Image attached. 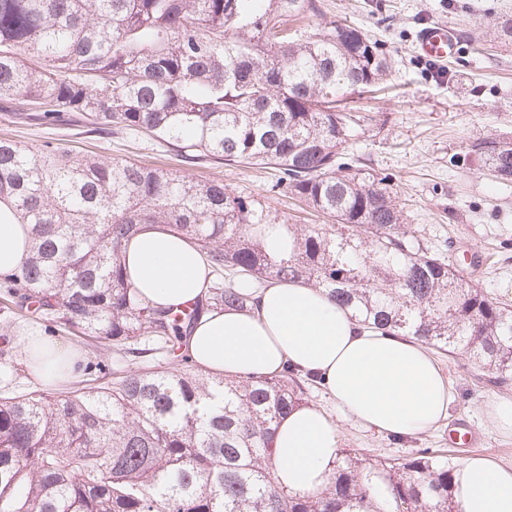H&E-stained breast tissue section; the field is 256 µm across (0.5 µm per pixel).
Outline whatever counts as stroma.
<instances>
[{"label":"stroma","mask_w":512,"mask_h":512,"mask_svg":"<svg viewBox=\"0 0 512 512\" xmlns=\"http://www.w3.org/2000/svg\"><path fill=\"white\" fill-rule=\"evenodd\" d=\"M321 12L306 15L305 26L340 22L361 26L385 44L394 67L385 91L355 97L353 107L368 115L361 138L348 151L362 166L388 176L389 186L407 202L409 221L423 225L433 252L442 254L489 296L512 304V186L502 184L470 153L474 141L512 134V41L493 36L502 16L512 17V0H319ZM444 24L464 50L445 64L422 58L416 48L427 27ZM62 145L109 155L150 167H169L171 159L150 140L102 138L72 126L61 132ZM191 176L219 178L232 190L254 196L272 211L302 224L317 218L286 192H272L271 171L208 164ZM0 311V395L36 390L26 375L22 353L29 323L6 327ZM439 363L455 399L448 418L421 435L395 441L345 417L323 388L314 385L308 401L335 421L340 445L363 457H391L422 449H442L450 464L481 455L512 465V435L487 418V407L512 400V383L497 386L478 379L458 357ZM485 441L484 448L449 439L454 424Z\"/></svg>","instance_id":"obj_1"}]
</instances>
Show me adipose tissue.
Here are the masks:
<instances>
[{"label":"adipose tissue","instance_id":"ef3b65f1","mask_svg":"<svg viewBox=\"0 0 512 512\" xmlns=\"http://www.w3.org/2000/svg\"><path fill=\"white\" fill-rule=\"evenodd\" d=\"M0 273L17 269L28 251V227L2 218ZM122 260L139 298L158 307L208 297L209 268L194 244L158 224L126 242ZM190 361L217 376L274 375L285 366L313 376L347 416L366 428L410 438L448 416L452 387L438 360L414 339L360 330L350 312L320 288L274 283L252 291L248 309L205 313L185 340ZM26 359L39 361L46 380L80 373V352L26 337ZM273 446L280 483L297 495L330 484L340 452L337 426L323 409L296 407L279 422ZM462 512H512V465L466 458L456 469Z\"/></svg>","mask_w":512,"mask_h":512}]
</instances>
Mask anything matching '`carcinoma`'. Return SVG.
I'll return each mask as SVG.
<instances>
[{
  "label": "carcinoma",
  "mask_w": 512,
  "mask_h": 512,
  "mask_svg": "<svg viewBox=\"0 0 512 512\" xmlns=\"http://www.w3.org/2000/svg\"><path fill=\"white\" fill-rule=\"evenodd\" d=\"M301 12L316 0H0V98L44 130L36 147L0 139V200L31 238L0 274L7 324L36 314L50 333L90 338L105 377L112 354L143 359L103 386L0 397V512H461L453 467L430 448L342 449L325 491L289 493L273 435L313 380H224L182 351L206 311L248 306L243 280H303L365 326L512 380V309L431 253L387 179L345 153L369 117L342 96L383 87L382 45L350 25L292 33ZM66 120L146 134L181 165L271 169L326 223L292 224L179 168L75 153L55 142ZM471 152L512 182V136ZM140 224L206 254L210 297L181 310L138 298L121 250ZM271 224L291 238L283 255L266 243Z\"/></svg>",
  "instance_id": "cac0c4a2"
}]
</instances>
